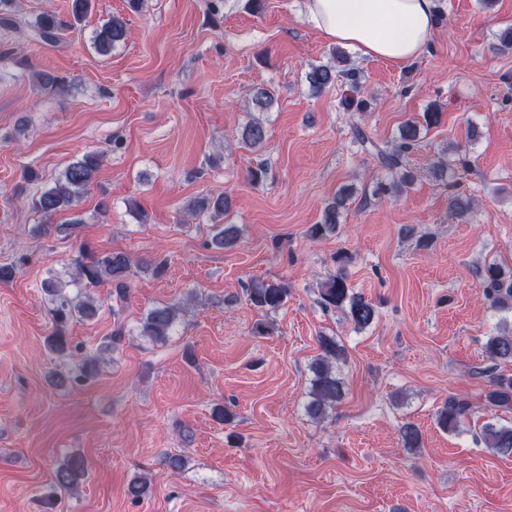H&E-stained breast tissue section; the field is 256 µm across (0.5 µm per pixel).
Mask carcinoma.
Listing matches in <instances>:
<instances>
[{
    "instance_id": "cac0c4a2",
    "label": "carcinoma",
    "mask_w": 512,
    "mask_h": 512,
    "mask_svg": "<svg viewBox=\"0 0 512 512\" xmlns=\"http://www.w3.org/2000/svg\"><path fill=\"white\" fill-rule=\"evenodd\" d=\"M18 0H0V25L24 35L41 46L55 47L60 44L64 31L73 24L83 22L92 10L93 0H70V20L66 21L52 12H41L30 18L19 15L16 8ZM127 35V21L118 16H110L99 29L94 31L93 43L98 53L109 54L112 49L123 42ZM312 90L319 92L326 87L341 82L345 91L340 104L346 112H366L370 108L367 98L361 96L362 82L360 72L351 67L348 57L342 51L335 52V64L313 65L306 74ZM33 85L41 92L55 94L66 86L65 79L45 72L31 74ZM251 103L260 111L270 109L274 104L273 94L266 88L253 90ZM440 113L429 108L419 120L406 121L399 130V135L391 145H380L373 141L358 126L353 129L354 139L374 158L379 166L386 170V176L377 181L372 196L399 197L409 188L415 175L403 166L407 155L419 146L421 130L439 124ZM245 145L259 147L266 139V127L256 119L251 121L241 134ZM466 155L455 147L448 151V156L432 163L437 178L448 182V215L457 220L464 219L472 205V199L452 191L454 185L449 183L452 173L460 168L467 169ZM101 165L100 156L88 153L82 158L69 163L52 185L30 197L31 208L45 216H51L68 208L78 199L91 192L96 174ZM347 196L340 194L328 204L322 214L320 223L310 227V235L317 239L336 231L341 223L342 210ZM228 207V197L218 196L213 199L195 200L187 205L190 212L215 214L224 213ZM239 241L238 229L233 224H226L216 234L213 243L222 249L235 247ZM72 283L82 287L76 295L67 292L69 282L52 274L43 280L42 292L50 303V315L55 331L47 339L48 348L62 359L79 358L73 370L67 372L53 371V383L57 387L69 382L91 380L96 377L99 358L95 355L74 353L67 340V329L74 321H92L100 310L98 300L90 293L104 283L113 286L115 298L122 300L127 293V277L131 270L128 256L123 253L98 254L88 247H82L72 260ZM482 294L488 307L496 312L512 311V269L505 270L498 263H488L480 270ZM249 301L256 308L265 312H276L288 301V288L277 282H254L246 289ZM319 304L325 310H339L346 319L357 328L371 325L377 317V309L364 296L356 293L347 281L343 271L330 275L319 288ZM181 308L176 305L162 304L151 308L140 320L139 335L152 343H165L175 333L179 324ZM320 353L311 365L313 378L307 393L303 409L308 418L321 422L346 396V383L339 372L340 365L346 362L344 348L333 335L321 334L318 337ZM484 352L496 362H512V328L500 329L488 336ZM488 403L494 407L512 410V377H497L487 395ZM470 409L469 402L463 398L452 397L440 408L436 415L438 426L449 432L460 430L464 418ZM403 447L417 451L422 447L421 430L413 423L400 427ZM481 439L486 447L500 455H512V423H487L482 427ZM86 475L85 461L79 457H66L54 469L51 493L58 491L73 492L81 485ZM151 484L144 476L132 480L128 487L129 496L138 499L149 495Z\"/></svg>"
}]
</instances>
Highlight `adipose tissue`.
Returning a JSON list of instances; mask_svg holds the SVG:
<instances>
[{"label":"adipose tissue","mask_w":512,"mask_h":512,"mask_svg":"<svg viewBox=\"0 0 512 512\" xmlns=\"http://www.w3.org/2000/svg\"><path fill=\"white\" fill-rule=\"evenodd\" d=\"M437 7V0H307L306 15L326 40L403 65L429 46Z\"/></svg>","instance_id":"adipose-tissue-1"}]
</instances>
